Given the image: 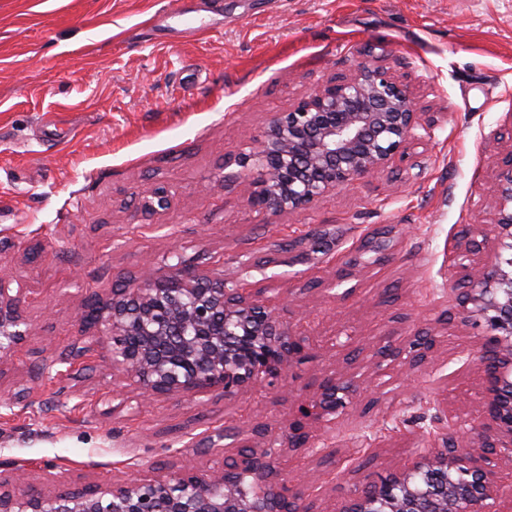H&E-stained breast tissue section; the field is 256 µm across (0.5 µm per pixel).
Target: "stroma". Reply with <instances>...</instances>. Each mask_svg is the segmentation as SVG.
Wrapping results in <instances>:
<instances>
[{"label":"stroma","instance_id":"stroma-1","mask_svg":"<svg viewBox=\"0 0 512 512\" xmlns=\"http://www.w3.org/2000/svg\"><path fill=\"white\" fill-rule=\"evenodd\" d=\"M0 0V277L20 282L31 331L0 376V462L52 490L150 478L192 462L221 468L212 431L278 430L342 358L358 369L376 337L421 328L445 338L442 375L388 362L331 434L281 449L282 473L319 478L317 512L355 484L407 462L433 431L442 395L475 398L460 359L483 330L457 318L454 246L495 183L496 133L512 125V0ZM191 20L193 32L183 30ZM433 113L422 167L389 168L271 216L224 181V160L274 112L351 74L366 48ZM166 207L141 211L143 187ZM357 243L389 234L391 255L343 295L342 252L260 269L284 242L319 229ZM167 258L267 286L289 305L312 360L276 388L223 399L150 398L94 365L58 376L57 359L88 338L79 315L148 259ZM33 403L14 405L21 392Z\"/></svg>","mask_w":512,"mask_h":512}]
</instances>
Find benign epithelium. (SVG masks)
Wrapping results in <instances>:
<instances>
[{
	"label": "benign epithelium",
	"instance_id": "1",
	"mask_svg": "<svg viewBox=\"0 0 512 512\" xmlns=\"http://www.w3.org/2000/svg\"><path fill=\"white\" fill-rule=\"evenodd\" d=\"M434 120L416 108L410 88L378 61L366 62L330 85H320L293 108L275 112L249 150L224 162V176L248 192L252 208L272 216L305 210L326 194L388 168L395 161L419 165L409 149ZM498 174L486 217L467 226L456 242L453 284L465 288L463 325L482 327L485 338L465 353L464 365L484 376L479 400L462 423L438 402L448 425L407 464L363 480L330 512H512V493L500 475L512 467V147L496 152ZM146 210L166 204L162 192H141ZM336 234L299 239L266 263L294 266L336 250ZM365 240L346 252L332 286L369 267ZM263 288H243L222 275L181 264L162 275L130 277L108 295H93L81 322L104 335L75 345L61 358L62 376L80 371L88 355L147 397L190 399L220 392L224 398L257 386L273 388L293 363L309 356L308 337L291 329ZM24 289L0 285V374L29 336ZM387 356L412 366L425 361L439 334L415 336L397 346L383 336ZM362 385L356 371H333L298 408L288 427L273 436L283 448L307 446L309 429H331L346 414ZM226 440L237 449L220 470L191 464L152 479L57 492L37 487L9 462L0 477V512H312V488L292 484L276 465L275 449L260 447L240 430L206 437L214 448Z\"/></svg>",
	"mask_w": 512,
	"mask_h": 512
}]
</instances>
